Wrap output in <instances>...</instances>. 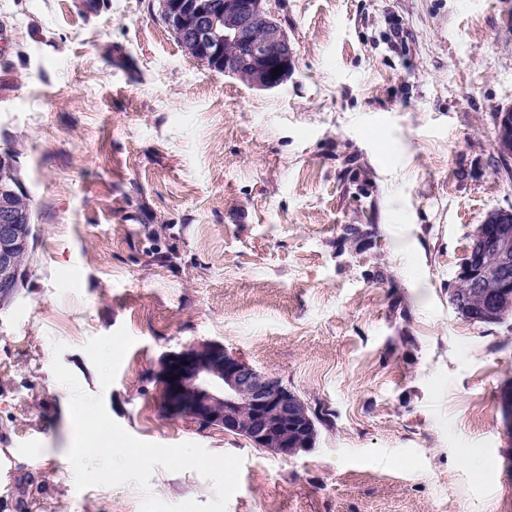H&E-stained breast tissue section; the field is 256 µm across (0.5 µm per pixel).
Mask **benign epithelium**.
<instances>
[{"instance_id": "7a95c632", "label": "benign epithelium", "mask_w": 512, "mask_h": 512, "mask_svg": "<svg viewBox=\"0 0 512 512\" xmlns=\"http://www.w3.org/2000/svg\"><path fill=\"white\" fill-rule=\"evenodd\" d=\"M268 0H158L169 32L211 72L274 90L293 75V42ZM282 74H274V68ZM497 151L512 157V113L497 117ZM15 164L0 152V305L18 293L31 250V220L13 203ZM455 311L470 322L499 323L512 307V208L490 211L471 235L467 258L450 290ZM163 411L245 438L273 456L291 458L315 446L318 430L305 400L276 375L213 342L166 355L158 371ZM176 380H171V377Z\"/></svg>"}]
</instances>
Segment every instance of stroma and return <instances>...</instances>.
<instances>
[{
    "instance_id": "obj_1",
    "label": "stroma",
    "mask_w": 512,
    "mask_h": 512,
    "mask_svg": "<svg viewBox=\"0 0 512 512\" xmlns=\"http://www.w3.org/2000/svg\"><path fill=\"white\" fill-rule=\"evenodd\" d=\"M296 50L260 91L189 57L157 0H0V148L36 245L0 308V512H140L58 459L82 390L146 442L241 456L226 512H512V316L449 290L488 211L512 108V0H269ZM217 342L317 417L284 459L160 407L161 358ZM169 504L213 499L155 467ZM512 112V111H511ZM499 112L497 117V151L507 158L512 157V113Z\"/></svg>"
}]
</instances>
